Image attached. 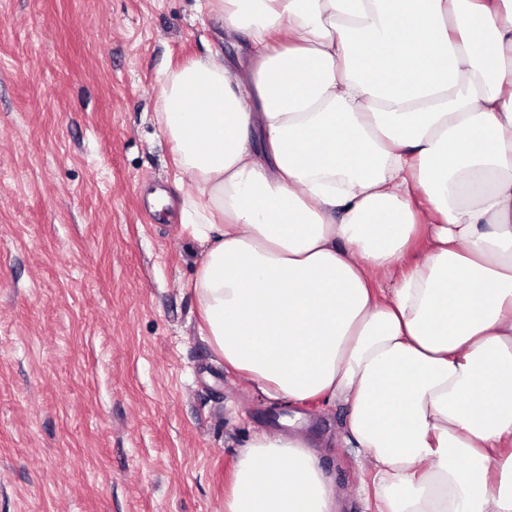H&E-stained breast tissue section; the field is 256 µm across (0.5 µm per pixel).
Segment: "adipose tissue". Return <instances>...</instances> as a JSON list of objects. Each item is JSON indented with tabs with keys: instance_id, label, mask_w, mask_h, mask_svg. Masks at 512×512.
Listing matches in <instances>:
<instances>
[{
	"instance_id": "1",
	"label": "adipose tissue",
	"mask_w": 512,
	"mask_h": 512,
	"mask_svg": "<svg viewBox=\"0 0 512 512\" xmlns=\"http://www.w3.org/2000/svg\"><path fill=\"white\" fill-rule=\"evenodd\" d=\"M204 6L248 82L190 60L157 117L209 343L268 399L346 407L375 512H512V0ZM342 508L295 432L254 434L224 496Z\"/></svg>"
}]
</instances>
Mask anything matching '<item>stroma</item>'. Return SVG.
Masks as SVG:
<instances>
[{
  "label": "stroma",
  "instance_id": "35a3bbf8",
  "mask_svg": "<svg viewBox=\"0 0 512 512\" xmlns=\"http://www.w3.org/2000/svg\"><path fill=\"white\" fill-rule=\"evenodd\" d=\"M214 47L242 70L198 0H0V512H223L293 416L366 512L346 408L254 393L200 332L156 96Z\"/></svg>",
  "mask_w": 512,
  "mask_h": 512
}]
</instances>
